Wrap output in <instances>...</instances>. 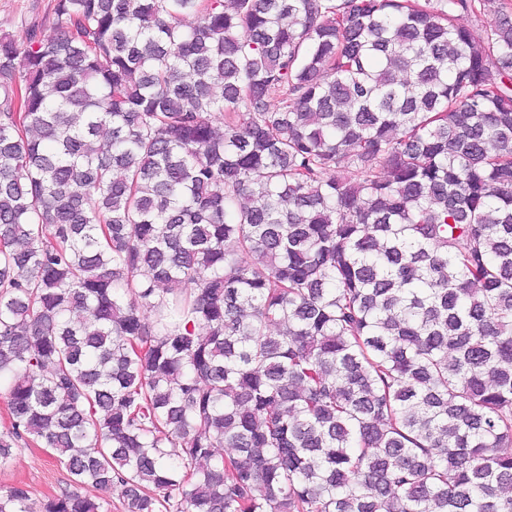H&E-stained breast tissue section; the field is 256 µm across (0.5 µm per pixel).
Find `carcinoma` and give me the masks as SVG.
<instances>
[{
    "instance_id": "1",
    "label": "carcinoma",
    "mask_w": 512,
    "mask_h": 512,
    "mask_svg": "<svg viewBox=\"0 0 512 512\" xmlns=\"http://www.w3.org/2000/svg\"><path fill=\"white\" fill-rule=\"evenodd\" d=\"M474 9L1 35L0 466L39 444L124 512H512V20Z\"/></svg>"
}]
</instances>
